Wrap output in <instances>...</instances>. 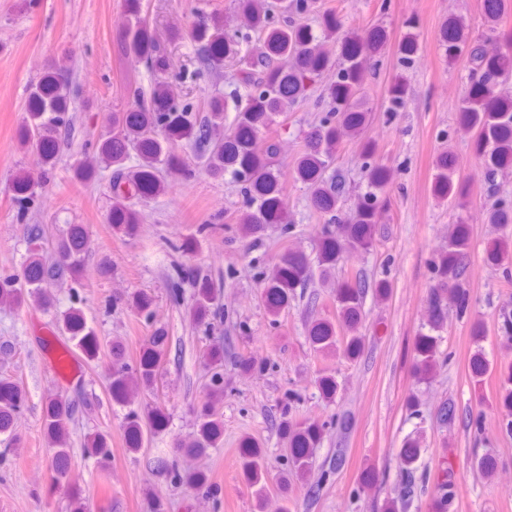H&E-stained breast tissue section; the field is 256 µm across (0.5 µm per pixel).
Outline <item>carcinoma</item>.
Here are the masks:
<instances>
[{"label":"carcinoma","mask_w":512,"mask_h":512,"mask_svg":"<svg viewBox=\"0 0 512 512\" xmlns=\"http://www.w3.org/2000/svg\"><path fill=\"white\" fill-rule=\"evenodd\" d=\"M315 0H235L237 11L245 18L249 33L240 37L230 35L215 22L199 25L192 33L193 40L203 43L199 55L208 67L225 60L240 66L242 92L234 101L235 123L224 132V99L213 94L206 109L197 111L189 103L180 104L169 93L168 85L159 82L150 95L134 92L137 105L128 112H114L110 117L111 134L98 147L102 171L112 185V228L123 237H134L139 231L141 214L135 200L162 194L165 182L158 172L174 169L181 164L177 148L192 146L198 158L214 174L232 168L244 184L245 209L238 218V233L244 238H259L270 224H283L290 230L288 216L280 199L281 172L275 168L276 149L262 140V133L278 122L288 108L297 104L305 94V81L325 72L335 73L336 80L324 88L328 111L319 119L314 144L299 155L295 162L297 179L307 185L317 210L325 216V233L310 256L301 250L285 249L276 255L271 271L261 275L264 284L262 297L272 317H278L295 296L296 289L306 285L318 268L326 277L341 262L346 249L366 250L375 240L377 209L384 203L381 192L395 176L394 169L375 159V148L362 145V168L367 191L350 210L344 209L345 186L340 175L329 179L323 176L333 162L336 150L346 135H359L367 124V113L360 110L358 101L362 90V70L387 40L383 27L377 25L362 34L346 30L338 13L324 12L317 18L320 35L302 19L313 12ZM507 9V0H484L483 15L492 33L497 32ZM467 25L460 17L448 19L439 31V41L446 56L453 59L466 53L470 71L480 76L472 82L458 110V132L473 139L474 148L483 160L486 175H495L512 168V95L500 92L498 85L512 80V39L506 38L503 50L488 55L466 34ZM257 35L261 55L242 49V41ZM127 50L137 61L158 64L155 46L143 28H137L128 41ZM406 85L394 81L388 88V111L396 112L407 99ZM71 130L68 115V88L62 78H49L30 92L29 117L24 142L34 147L44 161L53 158L58 139ZM434 193L442 201L454 191L452 176L454 160L444 151L436 161ZM15 202L20 219H25L34 184L26 175L14 184ZM489 224L507 228L512 225V203L497 199L486 208ZM23 240L26 256L22 275H0V304L21 306L29 301L48 309L54 302L49 287L68 279L72 282L69 308L57 318L58 330L67 335L88 360L98 359L100 343L88 324L84 300L80 295L87 240L80 224L69 225L65 234L55 237L45 224H24ZM471 247L469 226L457 224L448 245L429 260L433 285L428 303L432 309L427 331L419 332L415 341L414 372L418 381L430 382L440 362L450 360L440 354L442 333L446 330L448 304H453L458 316L470 313V295L466 258ZM512 258V235L507 233L493 239L486 248V261L503 268V277L512 278L507 267ZM171 296L179 300L185 289H192L190 317L197 325L221 317V304L211 276L197 265H177L167 274ZM378 298L390 295L386 282L369 285L356 276L336 285L332 299L336 303L339 323L318 320L307 329L310 345L316 351H334L354 359L359 357L363 337L358 335L363 300L368 290ZM144 322L153 317L154 298L144 292L127 297ZM476 350L469 370L479 382L492 363L482 346L481 323L473 326ZM168 331L152 326L148 344L135 364L123 361V344L111 345L112 368L107 388L111 403L124 410L122 427L126 446L131 453L140 452L146 444L166 427L165 412L155 406L147 407L138 401L139 389L154 386L159 365L168 346ZM208 382L205 401L199 410V425L193 438L178 441L180 455L201 458L221 444L224 435V349L211 345L206 349ZM499 426L501 432L512 435V367L499 373ZM317 386L323 398L335 399L337 383L334 377L323 375ZM25 401L22 386L9 378H0V435L17 440L15 421ZM75 409L67 400L49 401L44 411V429L49 445L54 449L53 471L62 475L71 461L69 425ZM278 429L288 439L293 470L303 473L310 466V449L321 440L322 425L317 422L298 423L281 412ZM423 436L404 439L396 455L397 479L393 496L387 498L383 512H400L422 492L425 484H433L432 512H450L454 499L452 467L442 458L436 474L420 464ZM84 457L104 465L111 456L109 435L93 431L85 435ZM244 475L250 485H261L263 478L261 444L245 439L240 448ZM157 468L176 484L199 489L209 487L208 476L197 469H180L163 456L155 459ZM472 466L490 478L499 466L497 457L487 451L472 456Z\"/></svg>","instance_id":"1"}]
</instances>
